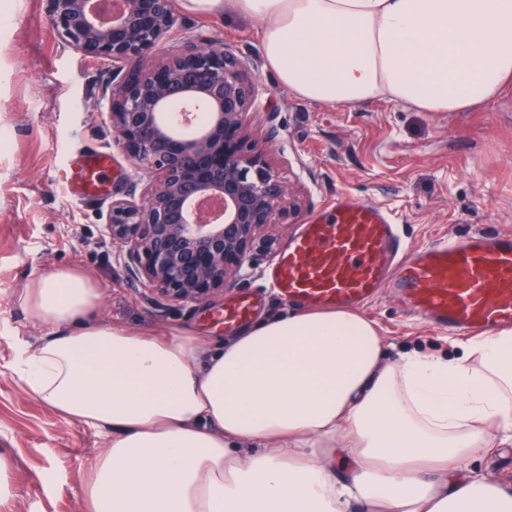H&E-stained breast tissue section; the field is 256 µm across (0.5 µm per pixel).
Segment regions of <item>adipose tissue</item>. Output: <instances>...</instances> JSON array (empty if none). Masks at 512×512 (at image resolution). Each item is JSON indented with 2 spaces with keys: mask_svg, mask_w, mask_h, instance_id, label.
Instances as JSON below:
<instances>
[{
  "mask_svg": "<svg viewBox=\"0 0 512 512\" xmlns=\"http://www.w3.org/2000/svg\"><path fill=\"white\" fill-rule=\"evenodd\" d=\"M183 2L261 20L266 67L311 102L462 112L512 81V0ZM21 300L50 330L16 350L25 390L107 434L86 512H512L462 468L512 446V328L396 353L351 309L292 308L212 347L95 321L71 268Z\"/></svg>",
  "mask_w": 512,
  "mask_h": 512,
  "instance_id": "adipose-tissue-1",
  "label": "adipose tissue"
}]
</instances>
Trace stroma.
<instances>
[{"mask_svg": "<svg viewBox=\"0 0 512 512\" xmlns=\"http://www.w3.org/2000/svg\"><path fill=\"white\" fill-rule=\"evenodd\" d=\"M0 25V449L10 458L11 497L0 512H85L81 488L105 440L29 396L13 370L17 344L37 346L48 329L27 315L26 284L60 267L85 273L101 294L97 319L137 332L189 331L217 345L225 339V304L258 297L254 318L288 309L274 291L271 262L205 304L150 303L130 283L105 231L112 199L137 179L133 162L112 147L99 112L111 62L80 56L60 42L47 0H9ZM178 27L197 40H223L247 59L258 89L254 129L273 124L274 140L256 146L302 199L298 217L273 231L280 241L337 198L369 200L395 214L402 241L445 242L512 230V86L468 112H421L384 99L356 106L303 100L280 85L261 52L260 20L194 12L175 0ZM105 155L102 186L69 197L61 171L81 156ZM396 348L448 350L451 335L414 315L396 288L365 308Z\"/></svg>", "mask_w": 512, "mask_h": 512, "instance_id": "stroma-1", "label": "stroma"}]
</instances>
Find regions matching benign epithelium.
Segmentation results:
<instances>
[{
  "label": "benign epithelium",
  "instance_id": "obj_1",
  "mask_svg": "<svg viewBox=\"0 0 512 512\" xmlns=\"http://www.w3.org/2000/svg\"><path fill=\"white\" fill-rule=\"evenodd\" d=\"M56 33L86 58L133 62L103 89L112 143L141 170L111 203L106 230L128 280L157 305L207 303L239 285L261 255L275 257L268 228L301 204L250 145L256 90L248 62L222 42L184 36L174 50V0H48ZM223 201L209 218L208 199Z\"/></svg>",
  "mask_w": 512,
  "mask_h": 512
}]
</instances>
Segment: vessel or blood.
<instances>
[{
  "instance_id": "b4317fda",
  "label": "vessel or blood",
  "mask_w": 512,
  "mask_h": 512,
  "mask_svg": "<svg viewBox=\"0 0 512 512\" xmlns=\"http://www.w3.org/2000/svg\"><path fill=\"white\" fill-rule=\"evenodd\" d=\"M102 165L92 154L71 168L73 197L96 189ZM271 279L285 301L311 308L364 305L390 282L415 314L454 334L483 335L512 324V231L411 249L388 210L340 200L329 217L304 224L286 242ZM252 309L246 297L225 307V329L247 321Z\"/></svg>"
}]
</instances>
